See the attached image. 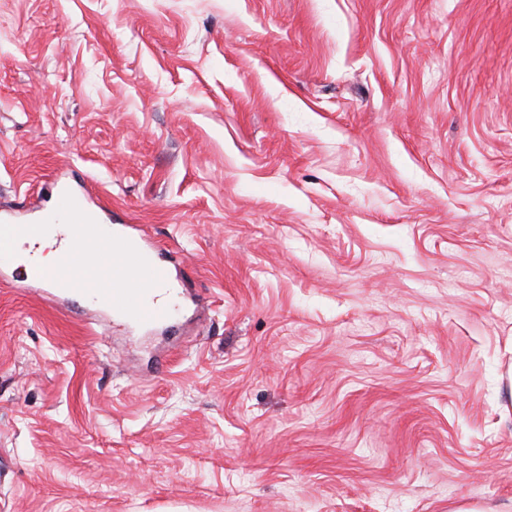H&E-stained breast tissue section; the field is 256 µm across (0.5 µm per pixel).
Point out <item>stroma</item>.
Wrapping results in <instances>:
<instances>
[{"mask_svg": "<svg viewBox=\"0 0 512 512\" xmlns=\"http://www.w3.org/2000/svg\"><path fill=\"white\" fill-rule=\"evenodd\" d=\"M62 185L181 309L0 284V512H512V0H0V214Z\"/></svg>", "mask_w": 512, "mask_h": 512, "instance_id": "stroma-1", "label": "stroma"}]
</instances>
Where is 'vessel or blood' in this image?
<instances>
[{
    "mask_svg": "<svg viewBox=\"0 0 512 512\" xmlns=\"http://www.w3.org/2000/svg\"><path fill=\"white\" fill-rule=\"evenodd\" d=\"M94 221L84 197L63 188L56 208L41 212L37 223L1 224L0 281L14 280L12 248L17 242L38 249L41 225L61 222L65 230L58 235L60 251L55 264L44 268L31 264V281L50 296L64 291L141 326L170 323L176 315L178 297L172 286L171 261L125 234L121 225H113L104 235L94 233ZM100 245L111 247V258L86 262L85 254Z\"/></svg>",
    "mask_w": 512,
    "mask_h": 512,
    "instance_id": "b4317fda",
    "label": "vessel or blood"
}]
</instances>
